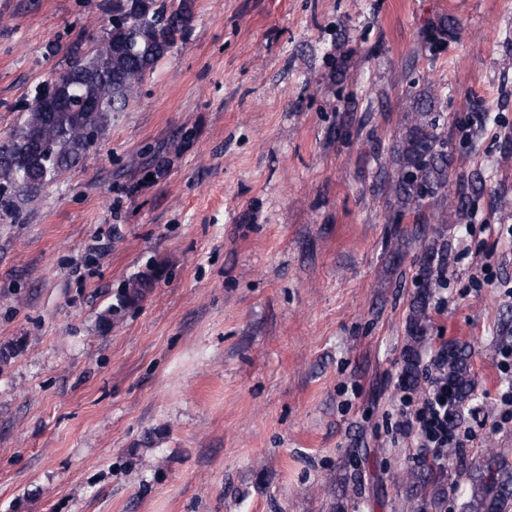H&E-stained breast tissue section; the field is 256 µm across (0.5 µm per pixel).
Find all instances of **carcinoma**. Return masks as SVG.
Returning <instances> with one entry per match:
<instances>
[{
	"label": "carcinoma",
	"instance_id": "1",
	"mask_svg": "<svg viewBox=\"0 0 512 512\" xmlns=\"http://www.w3.org/2000/svg\"><path fill=\"white\" fill-rule=\"evenodd\" d=\"M194 0H112L111 41L99 50L71 47V62L54 78L71 87V101L53 115L33 102L9 137L0 142V218L16 220L20 204L83 163L107 135L112 118L126 111L134 94L190 29ZM101 100L111 111L99 112L89 102ZM404 144L379 168L380 189L395 200L401 217L412 228L398 239L429 240L424 247L422 288L414 298L409 328L415 342H428L425 321L428 303L440 282L432 272L442 266L448 244L439 242L449 224L466 217V200L484 188L481 178L459 182L457 203L448 205V180L453 160L448 156V133L432 115V96L411 103L403 114ZM152 271L140 273L124 285L117 303L99 318L102 330L112 317L139 303L153 286ZM448 379L460 399L471 389L466 354L448 346ZM445 466L421 460L406 472L409 512H429L437 504ZM470 496L466 512H512V459L500 448H488L469 467Z\"/></svg>",
	"mask_w": 512,
	"mask_h": 512
}]
</instances>
